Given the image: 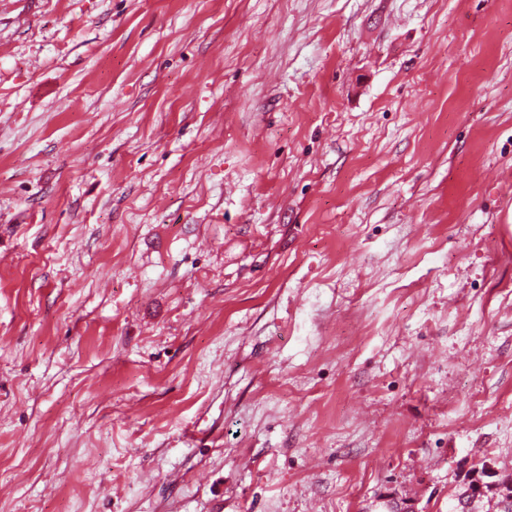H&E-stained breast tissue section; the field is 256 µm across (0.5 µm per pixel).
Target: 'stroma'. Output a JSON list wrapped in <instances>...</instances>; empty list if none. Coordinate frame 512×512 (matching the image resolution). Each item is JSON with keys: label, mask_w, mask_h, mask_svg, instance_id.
I'll list each match as a JSON object with an SVG mask.
<instances>
[{"label": "stroma", "mask_w": 512, "mask_h": 512, "mask_svg": "<svg viewBox=\"0 0 512 512\" xmlns=\"http://www.w3.org/2000/svg\"><path fill=\"white\" fill-rule=\"evenodd\" d=\"M512 0H0V512H499Z\"/></svg>", "instance_id": "stroma-1"}]
</instances>
